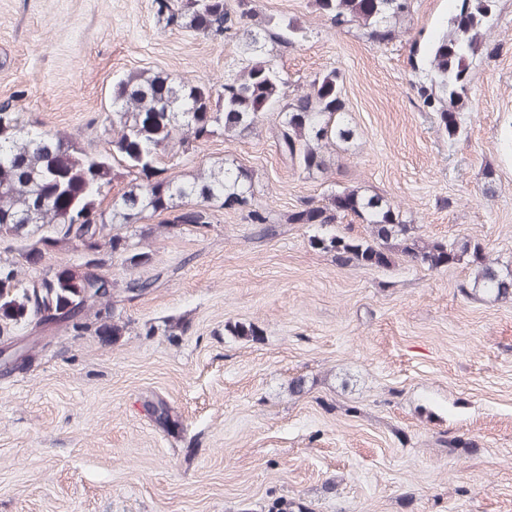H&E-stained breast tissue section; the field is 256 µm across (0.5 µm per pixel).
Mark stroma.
<instances>
[{"mask_svg":"<svg viewBox=\"0 0 512 512\" xmlns=\"http://www.w3.org/2000/svg\"><path fill=\"white\" fill-rule=\"evenodd\" d=\"M256 9L309 28L274 62L294 86L339 69L355 140L313 177L264 128L176 156L182 181L227 159L251 170L275 233L219 209L206 229L157 234L137 271L155 287L116 297L124 336L61 329L0 377V512H512V300L465 297L462 264L339 265L284 221L300 200L358 187L424 239L474 236L512 261V0H497L501 49L477 61L452 139L421 111L408 62L446 30L450 0H417L381 48L331 29L313 0ZM240 59L235 43L163 29L155 0H0V102L81 131L92 152L113 80L220 82ZM171 318L183 335H166ZM238 322L258 336L232 335ZM157 398L177 430L147 414Z\"/></svg>","mask_w":512,"mask_h":512,"instance_id":"35a3bbf8","label":"stroma"}]
</instances>
